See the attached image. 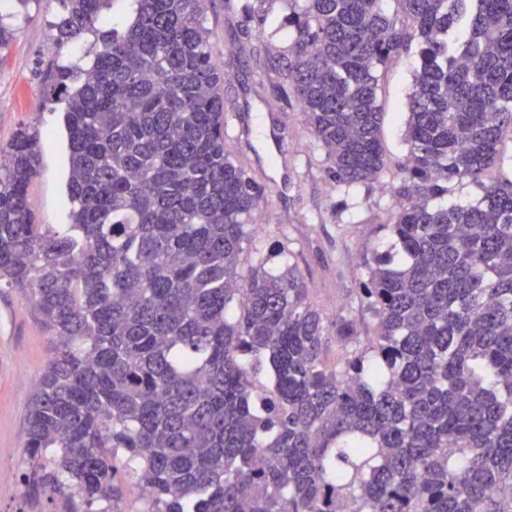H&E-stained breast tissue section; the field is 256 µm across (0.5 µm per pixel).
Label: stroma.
Instances as JSON below:
<instances>
[{"mask_svg": "<svg viewBox=\"0 0 512 512\" xmlns=\"http://www.w3.org/2000/svg\"><path fill=\"white\" fill-rule=\"evenodd\" d=\"M254 2H204L211 51L224 68V108L231 127L225 147L265 186L259 203L264 223L256 230L255 245L270 251L289 237L315 303L332 317L360 287L366 250L384 251L392 243L381 226L399 206L392 188L399 180L397 163L407 152L403 133L417 59L411 53L397 57L381 82L388 151L383 173L377 182L345 192L332 180L296 101L280 95L283 79L273 63L288 38L282 30L254 28L248 13ZM61 11L59 0L31 5L29 18L16 19V36L0 65V147L19 128L39 132L42 164L29 189L30 207L37 223L53 228L69 223L71 204L64 99L53 92L50 72L55 65L83 59L93 43L87 35L55 50L52 24ZM273 127L282 133L276 144L266 136ZM278 154L287 156V164L257 167L256 158ZM50 355V334L28 292L0 288V512L66 509L64 499L26 493L23 483L26 419Z\"/></svg>", "mask_w": 512, "mask_h": 512, "instance_id": "35a3bbf8", "label": "stroma"}]
</instances>
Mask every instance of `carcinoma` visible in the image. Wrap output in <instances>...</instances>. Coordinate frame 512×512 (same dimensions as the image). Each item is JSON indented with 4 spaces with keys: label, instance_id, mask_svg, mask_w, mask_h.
<instances>
[{
    "label": "carcinoma",
    "instance_id": "1",
    "mask_svg": "<svg viewBox=\"0 0 512 512\" xmlns=\"http://www.w3.org/2000/svg\"><path fill=\"white\" fill-rule=\"evenodd\" d=\"M256 2L260 30L285 11L279 73L347 191L386 166L380 80L416 49L397 251L352 298L372 331L271 263L288 244L254 249L262 189L224 149L203 0H61L55 49L101 46L51 71L71 223H35L38 133L0 148V286L53 331L27 491L69 512L137 488L143 512H512V178L488 176L512 165V0ZM463 180L477 202L433 205Z\"/></svg>",
    "mask_w": 512,
    "mask_h": 512
}]
</instances>
